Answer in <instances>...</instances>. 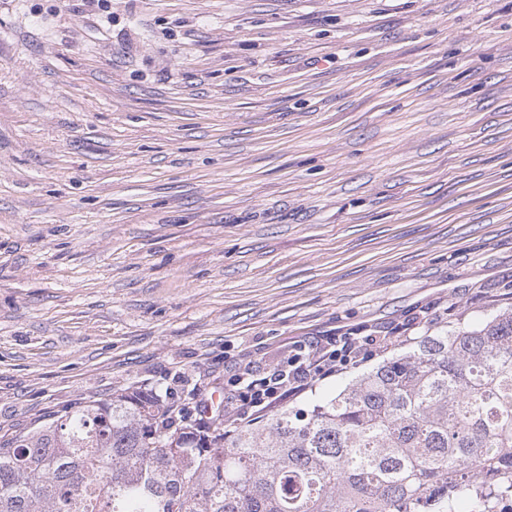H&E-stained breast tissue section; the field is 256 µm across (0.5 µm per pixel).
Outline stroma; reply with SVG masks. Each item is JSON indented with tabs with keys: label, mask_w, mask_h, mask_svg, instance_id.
Here are the masks:
<instances>
[{
	"label": "stroma",
	"mask_w": 512,
	"mask_h": 512,
	"mask_svg": "<svg viewBox=\"0 0 512 512\" xmlns=\"http://www.w3.org/2000/svg\"><path fill=\"white\" fill-rule=\"evenodd\" d=\"M0 0V438L512 306V0Z\"/></svg>",
	"instance_id": "1"
}]
</instances>
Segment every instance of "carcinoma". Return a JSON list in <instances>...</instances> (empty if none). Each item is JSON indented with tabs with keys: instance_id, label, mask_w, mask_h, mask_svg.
<instances>
[{
	"instance_id": "cac0c4a2",
	"label": "carcinoma",
	"mask_w": 512,
	"mask_h": 512,
	"mask_svg": "<svg viewBox=\"0 0 512 512\" xmlns=\"http://www.w3.org/2000/svg\"><path fill=\"white\" fill-rule=\"evenodd\" d=\"M166 412L123 390L1 438L0 512H486L512 498V308L262 426Z\"/></svg>"
}]
</instances>
